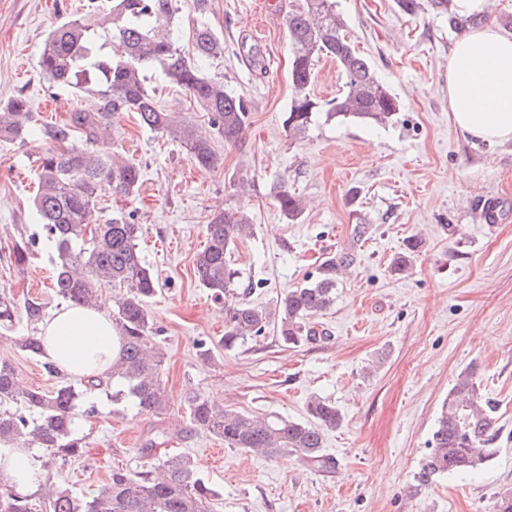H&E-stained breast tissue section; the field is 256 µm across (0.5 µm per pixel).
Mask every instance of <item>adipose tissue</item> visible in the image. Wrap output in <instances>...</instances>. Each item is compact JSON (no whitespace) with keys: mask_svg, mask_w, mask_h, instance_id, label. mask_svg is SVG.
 I'll return each mask as SVG.
<instances>
[{"mask_svg":"<svg viewBox=\"0 0 512 512\" xmlns=\"http://www.w3.org/2000/svg\"><path fill=\"white\" fill-rule=\"evenodd\" d=\"M448 109L456 127L486 143L512 140V37L468 29L448 60ZM44 357L74 378H108L120 350L105 311L63 306L40 328Z\"/></svg>","mask_w":512,"mask_h":512,"instance_id":"obj_1","label":"adipose tissue"}]
</instances>
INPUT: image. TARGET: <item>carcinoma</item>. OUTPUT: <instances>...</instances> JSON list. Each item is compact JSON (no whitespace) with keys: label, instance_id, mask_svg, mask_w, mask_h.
I'll use <instances>...</instances> for the list:
<instances>
[{"label":"carcinoma","instance_id":"carcinoma-1","mask_svg":"<svg viewBox=\"0 0 512 512\" xmlns=\"http://www.w3.org/2000/svg\"><path fill=\"white\" fill-rule=\"evenodd\" d=\"M178 2L110 0L104 19L110 50L74 19L52 28L41 51L39 66L49 87L88 98V104L73 107L64 121L44 129L46 144L37 157L33 205L57 254L53 288L64 301L95 309L105 306L102 290L111 289L112 324L121 347L110 380L81 379L51 391L22 385L14 364L0 359V466L8 452L41 449L32 454L34 466L41 471L37 488H21L0 476V512H211L216 491L198 476L192 459L185 455L164 461L165 478L160 481L147 470H114L107 483L79 496L55 482V465L81 456L84 448L74 434L75 420L81 413H97L93 404L78 411L82 397L102 392L112 404H128L140 414H155L162 405L163 354L149 311L159 284L139 250L141 227L122 213L92 219L102 193L130 197L142 179L138 163L115 157L101 145L104 133L117 116L133 112L141 127L180 140L198 166L218 165L206 134L159 108L146 75L155 67L168 82L190 92L224 141L241 140L247 127L245 101L224 89V78L204 73L210 59L224 54V39L208 18V0H193L191 56L178 45L173 23ZM336 6V0H302L288 13L292 98L284 126L290 136L305 133L321 111L328 121L354 118L385 124L399 110L397 98L347 39ZM322 56L336 60L346 87L342 97L324 104L310 96L316 62ZM30 123L24 96L0 105V141H24ZM274 198L289 221L302 216L304 199L286 184L274 188ZM252 231L251 217L238 210L217 213L206 225V244L195 257L193 273L214 299L244 287L242 273L229 264L228 255ZM34 246L31 240L14 244L13 263L25 266ZM419 246L417 239L409 240L391 262V272L408 271ZM344 267L343 259L325 261L318 279L288 289L272 313L248 301L227 311L224 349L263 336L271 324L291 347L316 337L308 320L333 303L336 280ZM44 316V304L36 298L20 304L13 297L0 296V328L25 323L27 334L20 337L19 347L31 358L43 357L37 333ZM187 410L197 428L224 440L229 448L268 456L291 450L322 471L333 465L321 454L324 431L339 426L342 414L329 401L311 399L304 420L242 414L198 393L189 397ZM493 412V405L482 401L473 374H460L442 405L419 482L481 468L494 454L489 448ZM169 440L160 429L142 444L144 466L152 464L157 447Z\"/></svg>","mask_w":512,"mask_h":512}]
</instances>
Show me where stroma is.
Masks as SVG:
<instances>
[{
	"instance_id": "35a3bbf8",
	"label": "stroma",
	"mask_w": 512,
	"mask_h": 512,
	"mask_svg": "<svg viewBox=\"0 0 512 512\" xmlns=\"http://www.w3.org/2000/svg\"><path fill=\"white\" fill-rule=\"evenodd\" d=\"M300 0H209L208 17L224 39L223 57L207 74L244 96L249 126L225 143L207 112L184 89L150 72L162 109L181 113L207 134L218 167L195 166L184 145L142 128L134 115L113 122L108 151L138 162L143 182L127 200L103 194V215H133L139 247L161 278L150 301L164 352L160 412L114 411L94 395L99 413L79 419L83 456L58 470L80 494L113 470L139 471L141 441L157 429L171 436L158 457L189 455L219 493L212 512H487L496 493L512 490V141L465 137L448 110V57L458 34L448 12L418 0H337L345 34L400 102L391 123L322 121L298 137L283 125L291 101L287 18ZM108 0H0V101L28 99L33 119L25 141L0 142V294L62 306L51 279L53 245L42 235L32 199L36 155L45 126L65 118L76 99L49 92L39 54L49 31L78 18L100 21ZM287 183L308 208L291 222L273 188ZM498 206L496 223L482 215ZM248 210L252 236L230 254L250 276L251 303L274 309L289 288L317 278L322 263L349 257L333 304L311 319L315 339L285 345L276 333L224 349V303L194 278L195 255L213 213ZM367 231L356 236L358 222ZM421 242L412 268L391 273L409 239ZM34 241L29 263L15 267L13 243ZM25 327L7 333L0 358L20 381L46 391L62 377L17 345ZM208 339L209 358L196 348ZM470 371L482 399L496 407L492 458L480 469L416 476L431 448L442 404L458 375ZM201 393L238 412L304 418L311 397L340 408L326 431L320 471L293 452L256 456L194 429L190 395Z\"/></svg>"
}]
</instances>
